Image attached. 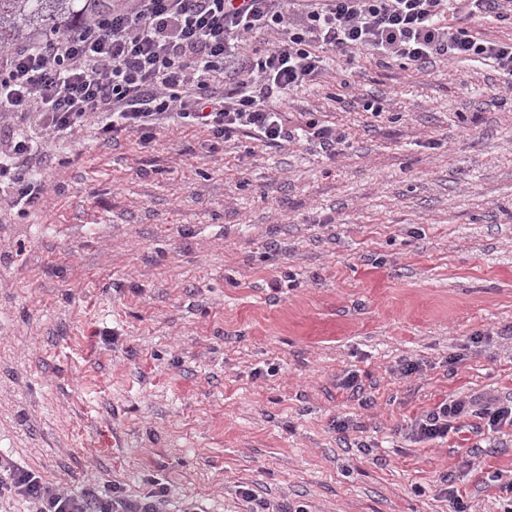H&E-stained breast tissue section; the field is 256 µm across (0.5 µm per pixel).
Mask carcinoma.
Returning a JSON list of instances; mask_svg holds the SVG:
<instances>
[{
  "label": "carcinoma",
  "mask_w": 512,
  "mask_h": 512,
  "mask_svg": "<svg viewBox=\"0 0 512 512\" xmlns=\"http://www.w3.org/2000/svg\"><path fill=\"white\" fill-rule=\"evenodd\" d=\"M112 11V0H0V45L27 38L31 32L56 30L64 21L80 25Z\"/></svg>",
  "instance_id": "cac0c4a2"
}]
</instances>
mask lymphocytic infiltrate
<instances>
[{"label": "lymphocytic infiltrate", "instance_id": "1", "mask_svg": "<svg viewBox=\"0 0 512 512\" xmlns=\"http://www.w3.org/2000/svg\"><path fill=\"white\" fill-rule=\"evenodd\" d=\"M500 0H120L81 28L30 38L0 51V120L36 113L46 135L64 138L98 123L104 138L154 141L157 125L201 127L219 140L252 132L271 143L306 139L327 155L344 132L318 119H287L274 100L325 75L324 52L364 50L419 68L482 57L512 76V42L473 37L475 19L496 15ZM453 24H445V13ZM273 40L250 60L239 52L250 34ZM223 90L210 85L212 74ZM38 148L11 134L0 150V191L20 209L42 203L31 176ZM446 399L404 428L418 442L447 436L468 414ZM27 499L35 512H165L167 493L146 502L64 490L30 470L0 461V491Z\"/></svg>", "mask_w": 512, "mask_h": 512}]
</instances>
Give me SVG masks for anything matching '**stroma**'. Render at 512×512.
Returning <instances> with one entry per match:
<instances>
[{"instance_id":"obj_1","label":"stroma","mask_w":512,"mask_h":512,"mask_svg":"<svg viewBox=\"0 0 512 512\" xmlns=\"http://www.w3.org/2000/svg\"><path fill=\"white\" fill-rule=\"evenodd\" d=\"M284 109L346 145L21 120L48 194L0 199V458L132 502L161 483L168 512H503L512 428H402L512 398V81L330 53ZM469 405H473L472 402L463 399H445L432 410L411 420L402 430L406 437L418 442L444 438L451 428L450 422L469 411L473 412Z\"/></svg>"}]
</instances>
